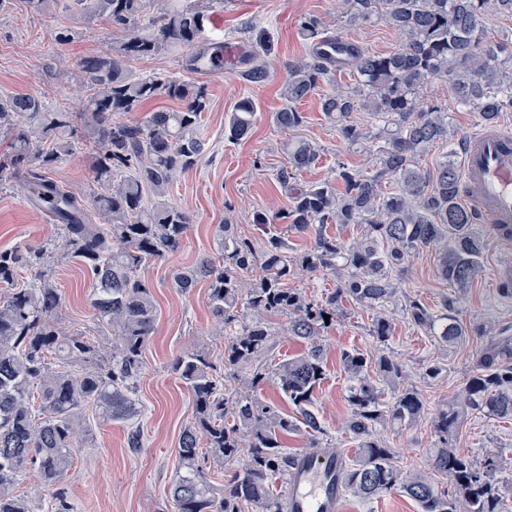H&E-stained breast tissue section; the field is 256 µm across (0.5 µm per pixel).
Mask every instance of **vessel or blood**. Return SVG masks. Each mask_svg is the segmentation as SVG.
<instances>
[{"mask_svg":"<svg viewBox=\"0 0 512 512\" xmlns=\"http://www.w3.org/2000/svg\"><path fill=\"white\" fill-rule=\"evenodd\" d=\"M461 199L492 227L512 225V131L491 124L468 137L462 156ZM346 459L300 454L285 492L288 512H344Z\"/></svg>","mask_w":512,"mask_h":512,"instance_id":"1","label":"vessel or blood"}]
</instances>
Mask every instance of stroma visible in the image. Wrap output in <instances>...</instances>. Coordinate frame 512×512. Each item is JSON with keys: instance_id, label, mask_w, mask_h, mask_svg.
Here are the masks:
<instances>
[{"instance_id": "1", "label": "stroma", "mask_w": 512, "mask_h": 512, "mask_svg": "<svg viewBox=\"0 0 512 512\" xmlns=\"http://www.w3.org/2000/svg\"><path fill=\"white\" fill-rule=\"evenodd\" d=\"M310 16L322 19L331 33L375 52H389L398 45L396 33L385 23L351 20L337 11L334 0H224L210 13L203 43L211 48L235 43L248 52L255 41L264 42L267 76L263 81L247 79L244 65L232 58L225 59L222 73H192L187 67L193 54L189 48L131 65L139 75L164 73L207 86L209 107L199 133L208 152L197 167L170 187L169 202L192 218L181 248L141 269L152 286L157 320L143 355L138 413L130 423L92 420L90 435L65 481L73 512H171L168 492L175 474V450L192 416L191 398L178 380L173 362L187 345L195 343L210 349L216 365L224 363V339L215 333L206 286L181 292L173 286L172 274L215 252L218 224L237 225L240 234L261 240L266 233L260 220L288 205V193L276 177L287 163V137L277 130L273 114L282 105L289 63L308 52L299 28ZM61 26L72 27L77 33L66 50L67 57L73 59L103 52L115 39L103 19H85L61 9L30 14L21 0H0V94L41 92L52 110L73 100L72 84L57 78L59 63L51 43L52 29ZM244 97L256 102L257 112L250 135L234 141L228 136V118ZM421 100L423 105L447 110L456 142H464L482 126L476 113L455 104L445 81L428 84ZM301 110L306 123L300 133L320 150L319 162L301 174V182L335 179L341 162L364 169L365 154L352 149L324 117L319 96L303 102ZM50 175L90 200L101 190L91 170L89 144L83 140L71 154L62 156ZM59 236V228L27 204L19 185L9 176L0 177V249L36 247ZM485 238L483 273L464 291L439 277L434 248L411 254L404 271L393 276L397 297L388 310L395 330L387 346L377 344L370 334L374 311L352 302L327 330V378L315 394L314 408L327 442L341 448L345 458H353L356 443L346 429L349 378L337 359L339 350L355 348L370 357L383 352L394 356L432 411L459 392L481 339L469 336L456 346H443L404 319L402 302L417 299L437 310L447 299L464 323L512 326V297L501 293L497 275L502 265H512V240L491 232ZM53 278L61 295V321L75 332L93 331L96 318L89 300L92 282L87 271L77 262L65 260L54 267ZM433 363L440 364L442 372L430 378L425 370ZM134 425L142 430L143 445L139 448L127 444ZM379 436L394 448L399 465L418 470L425 469L430 450L438 441L428 415L399 428L380 429ZM453 446L475 456L489 449L499 455V477L510 488L504 508L512 512V420L468 417Z\"/></svg>"}]
</instances>
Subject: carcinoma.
<instances>
[{
  "label": "carcinoma",
  "mask_w": 512,
  "mask_h": 512,
  "mask_svg": "<svg viewBox=\"0 0 512 512\" xmlns=\"http://www.w3.org/2000/svg\"><path fill=\"white\" fill-rule=\"evenodd\" d=\"M214 2L66 0L68 10L104 17L120 33L106 51L59 70L76 83L77 100L51 111L40 93L0 95V136L10 139L0 173L18 182L33 208L49 209L61 231L60 240L37 249L0 250V512H34L18 493L29 473L52 490L49 512H72L56 486L72 466L89 417L129 421L135 414L134 385L157 317L152 286L139 270L176 252L190 229L181 207L159 199L205 152L198 131L208 93L205 85L175 75L138 76L129 64L198 45ZM338 2L354 21L384 18L400 34V45L372 52L329 33L316 17L304 19L301 35L310 52L289 66L274 120L285 134L299 131L305 116L298 105L330 80L332 69H351L355 93L335 88L322 95L321 112L349 144L365 147L373 171L341 163L342 189L329 180L299 184L297 176L318 163L320 151L307 139L289 140L288 162L277 178L290 204L272 222L309 238L310 246L290 256L275 231L263 246L239 235L234 225L219 224L218 255L174 273V287L182 292L207 284L216 333L224 336V372L204 346L183 350L173 363L193 407L170 485L175 512H284L273 483L288 479L295 461L288 436L302 430L312 455L339 454L323 442L314 395L326 378L324 329L340 316L343 302L369 309L392 302V273L430 246L439 277L455 288L471 287L483 272L486 241L474 214L458 201L456 151L449 149L432 172L417 162L435 145L452 141L448 112L422 108L421 92L443 78L457 105L487 125L497 122L512 106V53L506 54L512 32L492 40L484 20L492 13L512 17V0ZM51 40L62 56L74 31L55 28ZM211 60L200 49L189 70L204 72ZM162 95L179 101V108L152 110L138 122L122 119ZM357 110L379 117L380 125L361 129L351 121ZM255 112L252 99L237 102L230 139L249 134ZM80 127L90 138L95 179L106 186L92 203L48 176L73 149ZM330 224H359L361 236L347 244L327 232ZM61 258L80 262L92 275V336L60 326L61 298L51 267ZM300 269L338 273L339 285L316 300L293 285ZM443 309L436 314L414 299L404 304V315L441 343L456 345L469 328L446 300ZM278 326L305 345L301 354L273 360ZM393 330V319L381 314L370 334L385 346ZM474 332L486 343L461 390L432 413L438 447L424 472L398 465L395 450L377 434L381 426L425 415L402 366L383 353L373 360L355 348L339 353L350 380L347 428L357 441L344 474L349 493L362 500L399 493L418 512H502L498 456L489 450L475 458L452 448L469 415L512 420V329L479 325ZM265 384L278 398L258 394ZM384 386L392 392L387 404L381 401ZM210 471L225 476L216 484ZM437 476L447 485H439Z\"/></svg>",
  "instance_id": "carcinoma-1"
}]
</instances>
